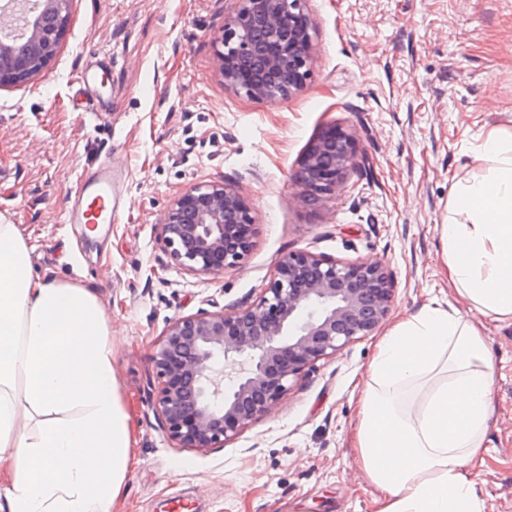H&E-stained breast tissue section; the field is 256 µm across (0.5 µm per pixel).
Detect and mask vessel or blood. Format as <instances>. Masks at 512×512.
Listing matches in <instances>:
<instances>
[{
	"label": "vessel or blood",
	"mask_w": 512,
	"mask_h": 512,
	"mask_svg": "<svg viewBox=\"0 0 512 512\" xmlns=\"http://www.w3.org/2000/svg\"><path fill=\"white\" fill-rule=\"evenodd\" d=\"M112 75V61L103 57L92 61L77 72L75 83L78 95L87 97L88 109L99 113L105 111L106 103L102 95L105 80ZM120 187L112 176L111 165L100 163L88 169L80 179V191L75 203L70 207L68 221L82 224L89 230L115 223L120 207Z\"/></svg>",
	"instance_id": "obj_1"
}]
</instances>
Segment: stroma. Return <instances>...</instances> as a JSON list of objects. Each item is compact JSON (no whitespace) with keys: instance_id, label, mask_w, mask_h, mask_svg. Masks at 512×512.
I'll return each instance as SVG.
<instances>
[{"instance_id":"35a3bbf8","label":"stroma","mask_w":512,"mask_h":512,"mask_svg":"<svg viewBox=\"0 0 512 512\" xmlns=\"http://www.w3.org/2000/svg\"><path fill=\"white\" fill-rule=\"evenodd\" d=\"M237 6L72 0L44 71L0 88V214L33 246L37 274L92 288L111 318L135 460L113 512H377L351 440L377 336L318 361L268 416L205 451L173 447L150 407L153 343L175 318L255 300L294 251L386 265L388 324L434 299L467 311L435 226L487 133L512 132V0H308L312 75L285 100L225 87L218 41ZM95 53L112 58L97 119L71 81ZM329 125L352 135L357 165L340 193L312 202L295 175ZM105 159L125 178L126 206L90 236L66 211ZM224 181L253 207L255 246L223 274H187L159 225L183 189ZM485 327L496 385L476 471L484 512H512V324Z\"/></svg>"}]
</instances>
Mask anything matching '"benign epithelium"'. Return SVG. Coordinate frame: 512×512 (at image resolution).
<instances>
[{"mask_svg": "<svg viewBox=\"0 0 512 512\" xmlns=\"http://www.w3.org/2000/svg\"><path fill=\"white\" fill-rule=\"evenodd\" d=\"M71 0H27L21 34L26 54L14 57L13 23L20 0L0 13V86L26 83L53 58ZM224 25V85L252 98L300 92L314 57L306 0H238ZM351 134L325 127L303 155L297 184L308 199L345 188L355 166ZM170 261L195 276L239 266L254 247L253 207L229 183L191 185L160 224ZM395 284L380 263L339 262L306 251L280 259L258 299L203 310L168 323L151 363L157 377L151 407L176 448H222L267 416L315 364L371 335L388 318Z\"/></svg>", "mask_w": 512, "mask_h": 512, "instance_id": "benign-epithelium-1", "label": "benign epithelium"}]
</instances>
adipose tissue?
I'll return each instance as SVG.
<instances>
[{"instance_id":"adipose-tissue-1","label":"adipose tissue","mask_w":512,"mask_h":512,"mask_svg":"<svg viewBox=\"0 0 512 512\" xmlns=\"http://www.w3.org/2000/svg\"><path fill=\"white\" fill-rule=\"evenodd\" d=\"M438 227L445 275L471 310L512 323V133L490 132ZM496 368L482 325L436 302L381 339L360 390L356 464L378 512H484L473 470ZM112 327L94 291L35 274L0 216V512H112L131 467Z\"/></svg>"}]
</instances>
